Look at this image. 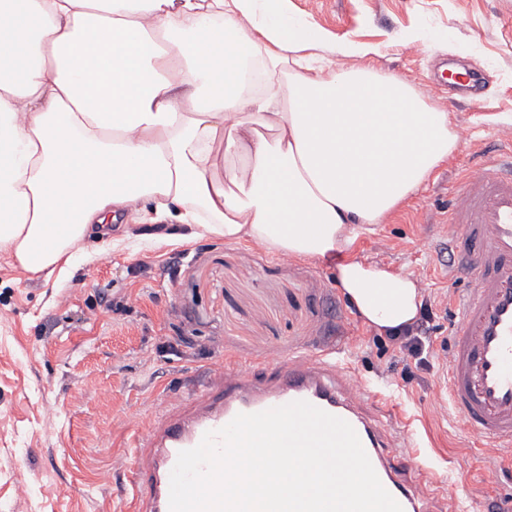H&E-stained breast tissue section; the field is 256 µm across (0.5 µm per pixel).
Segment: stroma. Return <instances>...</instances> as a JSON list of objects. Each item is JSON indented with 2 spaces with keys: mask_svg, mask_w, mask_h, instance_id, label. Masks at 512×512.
I'll use <instances>...</instances> for the list:
<instances>
[{
  "mask_svg": "<svg viewBox=\"0 0 512 512\" xmlns=\"http://www.w3.org/2000/svg\"><path fill=\"white\" fill-rule=\"evenodd\" d=\"M288 14L373 47L375 74L406 81L469 141L332 261L182 240L133 211L47 278L1 253L0 512H128L123 432L159 394L190 391L228 358L285 360L334 342L409 419L432 512L450 498L460 512H512V459L474 445L443 400L440 368L365 325L336 281L349 258L413 275L428 336L447 338L466 283L448 275L455 245L443 223L463 170L512 131V0H288ZM459 70L481 76L465 103L430 91L428 79Z\"/></svg>",
  "mask_w": 512,
  "mask_h": 512,
  "instance_id": "stroma-1",
  "label": "stroma"
}]
</instances>
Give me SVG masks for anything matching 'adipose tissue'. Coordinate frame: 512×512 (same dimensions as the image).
I'll return each mask as SVG.
<instances>
[{
  "instance_id": "ef3b65f1",
  "label": "adipose tissue",
  "mask_w": 512,
  "mask_h": 512,
  "mask_svg": "<svg viewBox=\"0 0 512 512\" xmlns=\"http://www.w3.org/2000/svg\"><path fill=\"white\" fill-rule=\"evenodd\" d=\"M288 0H0V252L51 276L131 209L274 256L326 258L458 144L447 113L339 58ZM358 316L417 319L411 276L338 266Z\"/></svg>"
}]
</instances>
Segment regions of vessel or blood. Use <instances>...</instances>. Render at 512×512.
I'll use <instances>...</instances> for the list:
<instances>
[{
    "label": "vessel or blood",
    "mask_w": 512,
    "mask_h": 512,
    "mask_svg": "<svg viewBox=\"0 0 512 512\" xmlns=\"http://www.w3.org/2000/svg\"><path fill=\"white\" fill-rule=\"evenodd\" d=\"M501 158L469 165L448 207V234L459 246L452 269L466 279L442 354L448 400L482 445L512 447V134L499 136ZM198 391L166 392L144 425L126 430L132 448L133 512H169L170 474L180 451L236 415L295 401L347 421L386 490L403 512H429L423 478L399 472L387 427L403 414L366 383L341 351L322 350L279 362L239 360L209 373Z\"/></svg>",
    "instance_id": "vessel-or-blood-1"
}]
</instances>
